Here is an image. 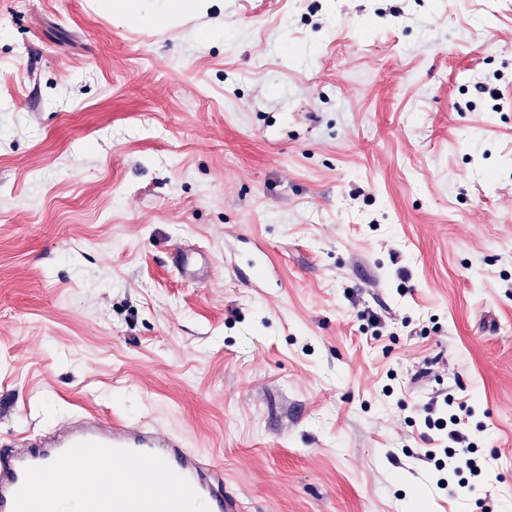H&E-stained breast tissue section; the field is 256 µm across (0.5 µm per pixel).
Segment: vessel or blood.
<instances>
[{"label":"vessel or blood","mask_w":512,"mask_h":512,"mask_svg":"<svg viewBox=\"0 0 512 512\" xmlns=\"http://www.w3.org/2000/svg\"><path fill=\"white\" fill-rule=\"evenodd\" d=\"M172 263L208 280L207 255L179 246ZM0 512H242L224 468L182 438L142 423L76 415L23 447L0 446Z\"/></svg>","instance_id":"b4317fda"}]
</instances>
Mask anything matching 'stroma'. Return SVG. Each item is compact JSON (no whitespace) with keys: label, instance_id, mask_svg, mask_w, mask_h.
<instances>
[{"label":"stroma","instance_id":"stroma-1","mask_svg":"<svg viewBox=\"0 0 512 512\" xmlns=\"http://www.w3.org/2000/svg\"><path fill=\"white\" fill-rule=\"evenodd\" d=\"M169 5L0 0V439L116 416L245 512H512V0ZM447 394L482 479L425 460ZM172 264L178 274L186 280L199 282L210 278V261L203 253L178 246L174 250Z\"/></svg>","mask_w":512,"mask_h":512}]
</instances>
